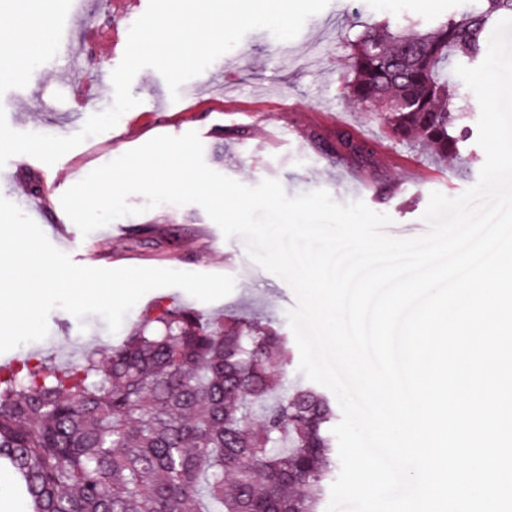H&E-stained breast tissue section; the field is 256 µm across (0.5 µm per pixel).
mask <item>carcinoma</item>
<instances>
[{
	"instance_id": "1",
	"label": "carcinoma",
	"mask_w": 512,
	"mask_h": 512,
	"mask_svg": "<svg viewBox=\"0 0 512 512\" xmlns=\"http://www.w3.org/2000/svg\"><path fill=\"white\" fill-rule=\"evenodd\" d=\"M512 0H471L431 25L367 23L344 92L390 136L459 158L473 135L454 68L480 61ZM345 135L338 154L361 158ZM280 330L156 306L108 365L85 351L0 380V464L28 512H321L339 468L329 398L297 378Z\"/></svg>"
}]
</instances>
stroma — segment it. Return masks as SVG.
Segmentation results:
<instances>
[{"label":"stroma","mask_w":512,"mask_h":512,"mask_svg":"<svg viewBox=\"0 0 512 512\" xmlns=\"http://www.w3.org/2000/svg\"><path fill=\"white\" fill-rule=\"evenodd\" d=\"M464 2L329 0L292 40H278L263 29L248 32L234 49L194 77L195 97L172 100L163 77L145 68L131 86L138 105L125 112L114 128L86 139L52 165L27 155L9 159L10 178L0 181V196L28 192L30 178H38L42 230L55 245L75 239V248L68 252L74 263L225 274L233 276L236 284L231 294L211 303L176 287L152 290L114 333L100 316L80 321L56 308L48 316L47 337L8 351V358L18 363H61L88 348L101 361H109L113 348L158 304L189 307L208 316L243 313L287 325V313L297 303L293 289L253 262L241 238H225L199 205L165 203L127 216L129 228L121 236L112 235L106 226L82 235L65 214L60 198L68 188L159 135L197 132L206 163L244 185L275 179L291 196L323 189L336 202L362 201L373 211L388 214L392 222L384 232L390 237L425 235L429 227L422 215L430 193L456 197L473 186L485 152L473 146L467 160L469 174L462 177L455 164L436 166L419 149L397 143L371 113L341 95L351 53L346 37L354 26L384 16L441 17ZM147 4L148 0H52L48 10L52 48L40 61L19 65L20 80L0 82V108L9 126L70 136L90 115L108 108L112 84L103 85L100 98L79 109L74 104V83L112 72L122 59L130 26ZM87 26L98 32L88 47L81 41ZM343 131L372 145L371 162L337 155L336 135ZM365 180L373 184V192L363 191Z\"/></svg>","instance_id":"obj_1"}]
</instances>
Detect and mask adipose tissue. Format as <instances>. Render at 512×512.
Wrapping results in <instances>:
<instances>
[{
	"label": "adipose tissue",
	"instance_id": "1",
	"mask_svg": "<svg viewBox=\"0 0 512 512\" xmlns=\"http://www.w3.org/2000/svg\"><path fill=\"white\" fill-rule=\"evenodd\" d=\"M13 10L0 18V44L8 45L24 61L40 58L52 36L43 15L30 6L31 0H14Z\"/></svg>",
	"mask_w": 512,
	"mask_h": 512
}]
</instances>
